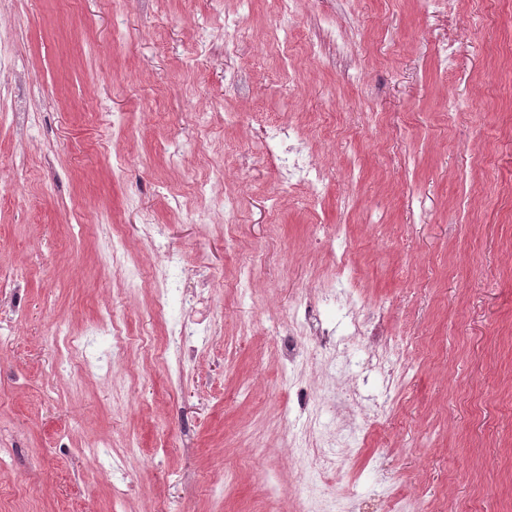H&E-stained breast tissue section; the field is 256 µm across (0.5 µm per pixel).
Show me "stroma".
<instances>
[{
  "label": "stroma",
  "instance_id": "1",
  "mask_svg": "<svg viewBox=\"0 0 512 512\" xmlns=\"http://www.w3.org/2000/svg\"><path fill=\"white\" fill-rule=\"evenodd\" d=\"M228 12L247 19L231 43ZM279 16L276 0H0V298L21 312L0 348V512L289 502L305 461L281 446V406L321 394L327 433L348 386L386 396L371 339H349L336 305L321 318L349 351L317 349L298 389L281 383L276 337L254 332L321 287L335 260L317 228L332 224L349 227L385 337L415 343L373 434L348 423L360 512H388L384 478L432 512H512V0H292L285 43ZM255 112L301 126L317 206L256 153ZM215 165L234 214L197 193ZM116 232L145 272L180 255L181 291L213 283L212 333L179 386L167 365L186 309L151 315L152 286L109 272ZM105 308L120 344L92 332ZM55 324L81 349L62 354ZM102 441L112 461L96 468L80 451Z\"/></svg>",
  "mask_w": 512,
  "mask_h": 512
}]
</instances>
